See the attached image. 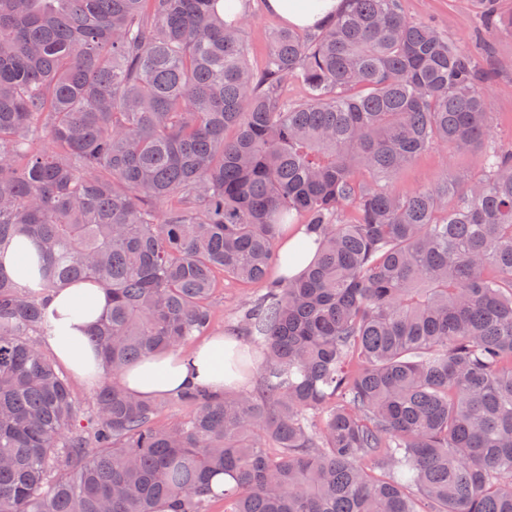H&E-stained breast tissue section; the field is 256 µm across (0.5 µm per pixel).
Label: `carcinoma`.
<instances>
[{"mask_svg":"<svg viewBox=\"0 0 512 512\" xmlns=\"http://www.w3.org/2000/svg\"><path fill=\"white\" fill-rule=\"evenodd\" d=\"M492 2L484 27L512 32ZM247 17L0 0V254L25 236L42 260L37 289L0 263V512H512V146L489 72L401 0H344L275 30L258 75ZM437 148L476 171L397 193ZM294 224L317 260L271 280ZM220 275L264 289L239 315L260 384L197 386L157 427L119 375L205 335ZM82 282L111 294L90 437L39 344L48 294Z\"/></svg>","mask_w":512,"mask_h":512,"instance_id":"1","label":"carcinoma"}]
</instances>
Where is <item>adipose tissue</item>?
Here are the masks:
<instances>
[{"mask_svg":"<svg viewBox=\"0 0 512 512\" xmlns=\"http://www.w3.org/2000/svg\"><path fill=\"white\" fill-rule=\"evenodd\" d=\"M340 0H266L269 11L288 24L315 28L339 7ZM109 306L104 288L91 283L67 286L48 297V312L54 334L46 340L54 357L74 376L85 379L100 372L101 363L89 344L87 332ZM242 342L221 334L210 336L188 352L150 356L127 368L123 386L144 399L173 396L197 385L214 393L240 388L245 376L234 359L243 351Z\"/></svg>","mask_w":512,"mask_h":512,"instance_id":"obj_1","label":"adipose tissue"}]
</instances>
